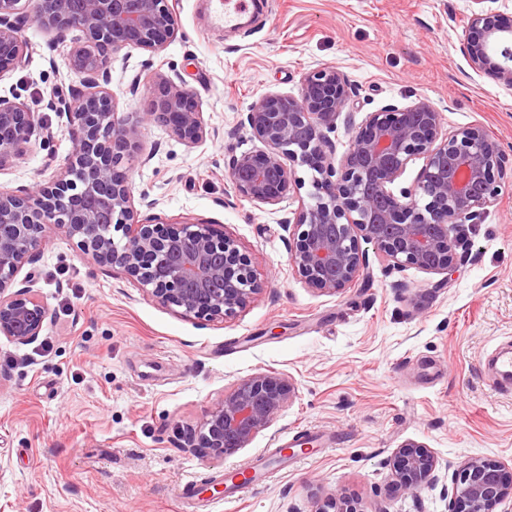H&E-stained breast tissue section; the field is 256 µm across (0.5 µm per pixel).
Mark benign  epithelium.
<instances>
[{"instance_id":"7a95c632","label":"benign epithelium","mask_w":512,"mask_h":512,"mask_svg":"<svg viewBox=\"0 0 512 512\" xmlns=\"http://www.w3.org/2000/svg\"><path fill=\"white\" fill-rule=\"evenodd\" d=\"M472 0L457 25L459 49L469 68L512 92V16ZM66 39L84 41L70 50L71 71L86 88L49 107L67 115L76 151L59 165L51 185L17 193L0 191V335L17 343L36 339L47 307L29 288L9 292L21 268L34 261L51 232L62 229L83 255L102 267H119L162 306L205 321L224 320L245 309L263 288L248 255L214 224L171 225L158 216L137 218L128 164L145 165L141 137L148 121L159 122L181 141L207 138L199 102L184 84L159 74L151 86L150 111L129 117L116 112L107 85L112 55L125 47L151 53L177 36L169 0H0V74L24 65L27 18ZM347 75L334 66L308 73L298 96L268 93L246 113L262 148L232 158L228 177L234 196L279 205L301 184L294 167L314 172V191L288 231L289 261L309 287L336 295L363 274L371 244L388 270L453 271L464 224H476L503 192L512 157L489 130L471 124L445 128L442 112L425 98L388 104L368 113L352 132L341 159L327 133L354 106ZM36 128L30 108L0 98V159L22 151ZM422 165L413 183L392 190L407 167ZM295 394L292 380L258 372L235 384L190 430L192 448L222 457L247 447L267 429ZM434 455L415 442L396 449L389 465L395 484L414 493L436 468ZM465 512H489L512 500L504 464L476 456L454 483ZM312 512H357L329 493Z\"/></svg>"}]
</instances>
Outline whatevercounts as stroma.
Wrapping results in <instances>:
<instances>
[{
  "label": "stroma",
  "mask_w": 512,
  "mask_h": 512,
  "mask_svg": "<svg viewBox=\"0 0 512 512\" xmlns=\"http://www.w3.org/2000/svg\"><path fill=\"white\" fill-rule=\"evenodd\" d=\"M178 34L156 54L125 48L112 58L118 111L146 110L155 74L198 97L209 132L191 147L148 123V165H133L135 191L163 221L218 225L265 282L244 311L208 322L164 308L122 269L81 255L51 234L14 286L31 287L48 315L20 344L0 335V512H186L188 481L211 487L199 512H311L334 492L358 512H448L456 472L475 455L512 467V391L482 369L512 345V181L482 220L465 227L464 262L451 275L388 271L369 251L363 275L340 295L308 287L289 264L284 217L308 200L312 173L291 199L256 206L235 198L232 156L260 149L244 120L249 104L298 95L318 67L345 72L356 97L350 123L388 104L425 98L446 128L484 125L512 151V95L466 64L453 22L471 0H262L247 27L214 29L208 0H175ZM25 66L0 77V98L34 108L26 152L0 164V191L48 182L72 155L66 118L48 102L74 85L69 42L35 22ZM288 376L296 396L247 448L224 458L184 445L212 405L257 372ZM327 436L329 449L299 457L264 486L223 496L224 471L284 437ZM414 440L437 458L414 493L392 484L389 459Z\"/></svg>",
  "instance_id": "1"
}]
</instances>
